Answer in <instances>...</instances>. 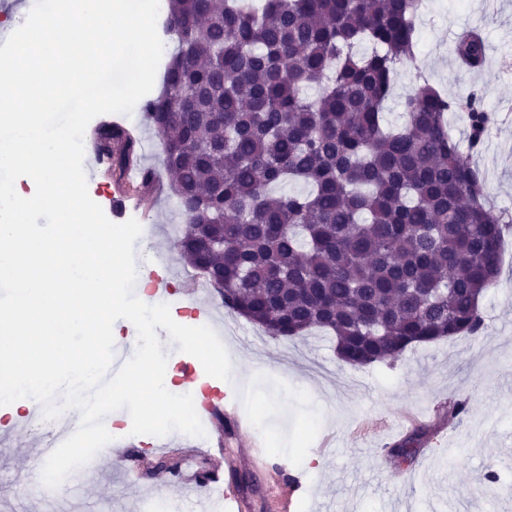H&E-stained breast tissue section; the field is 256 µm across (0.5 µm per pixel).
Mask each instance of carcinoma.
I'll list each match as a JSON object with an SVG mask.
<instances>
[{"label": "carcinoma", "instance_id": "1", "mask_svg": "<svg viewBox=\"0 0 512 512\" xmlns=\"http://www.w3.org/2000/svg\"><path fill=\"white\" fill-rule=\"evenodd\" d=\"M420 17V0H169L176 47L143 102L173 194L205 212L181 209V255L267 337L327 331L353 368L481 334L512 223L446 123L464 113L469 149L482 146L494 115L478 94L450 98L420 74L402 126L386 120ZM450 53L479 70L488 45L470 29ZM94 143L114 174L140 149L110 119ZM288 182L309 190L276 192ZM426 434L390 453L412 460Z\"/></svg>", "mask_w": 512, "mask_h": 512}]
</instances>
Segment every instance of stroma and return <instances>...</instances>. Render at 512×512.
I'll use <instances>...</instances> for the list:
<instances>
[{"instance_id": "obj_1", "label": "stroma", "mask_w": 512, "mask_h": 512, "mask_svg": "<svg viewBox=\"0 0 512 512\" xmlns=\"http://www.w3.org/2000/svg\"><path fill=\"white\" fill-rule=\"evenodd\" d=\"M479 29L488 44L481 70L457 67L449 47L459 32ZM512 0H440L419 23L414 59L399 72L386 102L390 124L401 125L400 97L425 74L448 96L479 94L496 123L473 160L484 172L491 198L512 213ZM141 138V165L162 172L163 144L141 108L123 116ZM89 189L112 222L140 217L128 206L114 213L109 197L123 183L85 156ZM153 212L135 241L136 261L146 270L161 267L198 282L195 303L209 306L205 325L223 333L232 365L257 374L240 412L252 421L251 434L231 432L224 418L214 430L224 441L223 470L252 471L255 487H238L247 512H512V234L501 251L494 288L481 301L486 331L405 351L396 360L352 368L338 360L329 337L273 340L244 318L228 312L220 295L181 259L174 241L184 219L168 184L152 195ZM467 413L455 418L454 404ZM430 425L433 436L410 464H400L390 447L406 435L408 417ZM0 444V512H56L62 501L84 512H194L199 497L191 488L168 489L162 477L129 480L122 458L100 463L97 480L72 478L58 488L25 475L33 440ZM264 442L266 460L249 454L252 436ZM500 475L484 479L488 469ZM23 495H14L15 486Z\"/></svg>"}]
</instances>
